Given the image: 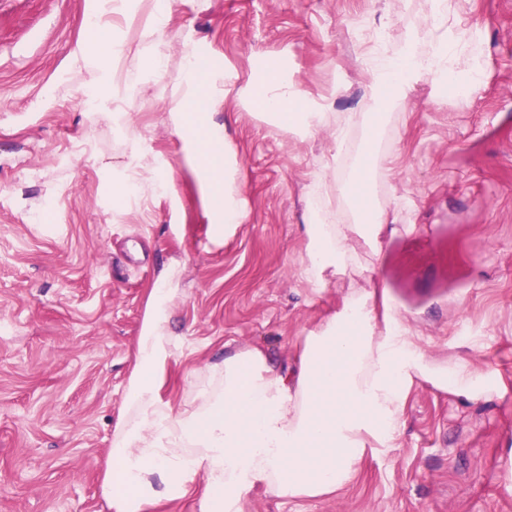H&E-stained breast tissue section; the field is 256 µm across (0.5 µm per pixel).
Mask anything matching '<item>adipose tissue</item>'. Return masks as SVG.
<instances>
[{
    "instance_id": "1",
    "label": "adipose tissue",
    "mask_w": 512,
    "mask_h": 512,
    "mask_svg": "<svg viewBox=\"0 0 512 512\" xmlns=\"http://www.w3.org/2000/svg\"><path fill=\"white\" fill-rule=\"evenodd\" d=\"M186 89L178 103V132L195 160L215 224L233 227L244 217L231 143L200 114L208 73L189 59ZM368 98L356 166L345 170L341 154L328 168L336 175L338 205L310 198L305 232L310 244L305 279L323 287L328 276L354 266L351 237L373 253L398 233L387 222L372 188V162L389 108L415 80H431L434 96L447 98L479 83L477 51L464 32L423 42L411 33L399 51L371 50ZM243 99L281 129L307 134L325 115L287 71L270 64L248 83ZM354 215L341 220L342 209ZM165 270L153 290L129 379L124 419L112 433L111 467L104 489L112 512H146L160 501L191 493L201 476L203 512H240L255 485L275 496H316L347 484L370 442L395 439L408 391L417 378L438 388L459 387L470 399L490 395L468 364L448 370L431 362L399 314L377 315L374 293L349 297L317 331L306 336L295 372L261 350L225 354L208 366L194 404L174 410L160 390L173 357L169 330L170 283Z\"/></svg>"
}]
</instances>
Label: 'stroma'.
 Instances as JSON below:
<instances>
[{
  "instance_id": "35a3bbf8",
  "label": "stroma",
  "mask_w": 512,
  "mask_h": 512,
  "mask_svg": "<svg viewBox=\"0 0 512 512\" xmlns=\"http://www.w3.org/2000/svg\"><path fill=\"white\" fill-rule=\"evenodd\" d=\"M156 0L102 24L123 54L80 58L87 0H0V512H109L103 492L143 316L164 269L179 267L177 340L160 397H196L207 365L260 349L296 367L305 336L355 294L387 286L428 357L466 361L489 399L418 381L392 446L367 448L354 481L320 496L255 487L242 512H512V0ZM432 39L466 31L484 71L468 93L434 97L419 78L386 126L375 195L403 225L381 255L321 288L301 275L305 203L335 200L323 173L346 115L365 109L367 47L355 19ZM165 65L129 84L141 54ZM215 68L211 122L239 165L242 224L215 236L174 108L192 56ZM287 65L327 112L309 138L263 122L240 90ZM166 190L113 200L135 157Z\"/></svg>"
}]
</instances>
